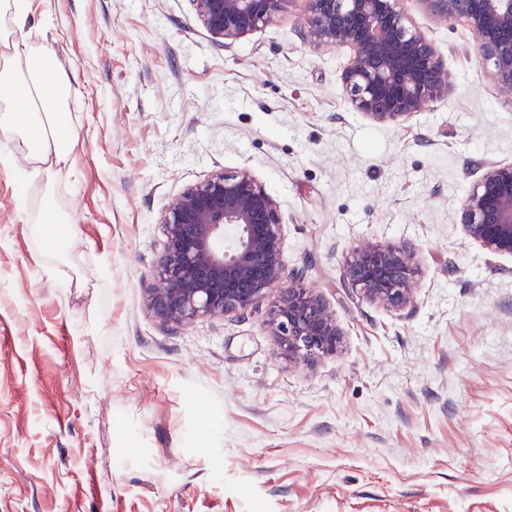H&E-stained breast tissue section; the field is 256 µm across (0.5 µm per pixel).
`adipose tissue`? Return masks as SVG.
<instances>
[{"mask_svg":"<svg viewBox=\"0 0 512 512\" xmlns=\"http://www.w3.org/2000/svg\"><path fill=\"white\" fill-rule=\"evenodd\" d=\"M31 0H0V161L23 157L22 182L50 178L71 156L72 83L53 43L28 38Z\"/></svg>","mask_w":512,"mask_h":512,"instance_id":"ef3b65f1","label":"adipose tissue"}]
</instances>
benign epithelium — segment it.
<instances>
[{
    "label": "benign epithelium",
    "mask_w": 512,
    "mask_h": 512,
    "mask_svg": "<svg viewBox=\"0 0 512 512\" xmlns=\"http://www.w3.org/2000/svg\"><path fill=\"white\" fill-rule=\"evenodd\" d=\"M222 43L265 25L285 0H190ZM443 21L465 20L498 85L512 91V0H423ZM317 44L348 46L341 73L350 104L370 120L398 122L448 91L434 45L397 0H308ZM461 224L492 254H512V166L495 163L467 197ZM163 248L147 288L152 313L172 328L198 318L242 317L280 288L270 325L279 355L306 363L336 349V320L321 296L284 278L280 202L248 169L217 171L171 200L160 217ZM417 247L366 241L346 263L342 287L393 307L412 301Z\"/></svg>",
    "instance_id": "1"
}]
</instances>
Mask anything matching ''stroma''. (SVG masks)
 <instances>
[{
  "instance_id": "35a3bbf8",
  "label": "stroma",
  "mask_w": 512,
  "mask_h": 512,
  "mask_svg": "<svg viewBox=\"0 0 512 512\" xmlns=\"http://www.w3.org/2000/svg\"><path fill=\"white\" fill-rule=\"evenodd\" d=\"M399 7L450 83L378 124L341 93L350 48L308 37L307 0L228 44L189 0H34L28 34L80 94L50 188L0 163V512H512V255L460 222L484 164H512V94L466 22ZM242 168L281 203L333 353L280 357L275 290L177 331L144 304L164 208ZM48 189L62 256L20 214ZM404 240L412 304L342 288L361 242Z\"/></svg>"
}]
</instances>
